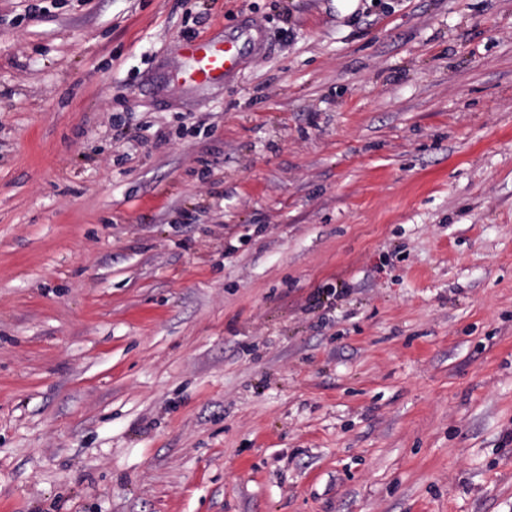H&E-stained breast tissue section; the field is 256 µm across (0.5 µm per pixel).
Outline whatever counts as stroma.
Instances as JSON below:
<instances>
[{
  "mask_svg": "<svg viewBox=\"0 0 512 512\" xmlns=\"http://www.w3.org/2000/svg\"><path fill=\"white\" fill-rule=\"evenodd\" d=\"M0 512H512V0H0ZM185 52L192 62V72L200 80H211L233 70L239 57L236 45L226 41L224 45L195 41L185 47Z\"/></svg>",
  "mask_w": 512,
  "mask_h": 512,
  "instance_id": "stroma-1",
  "label": "stroma"
}]
</instances>
